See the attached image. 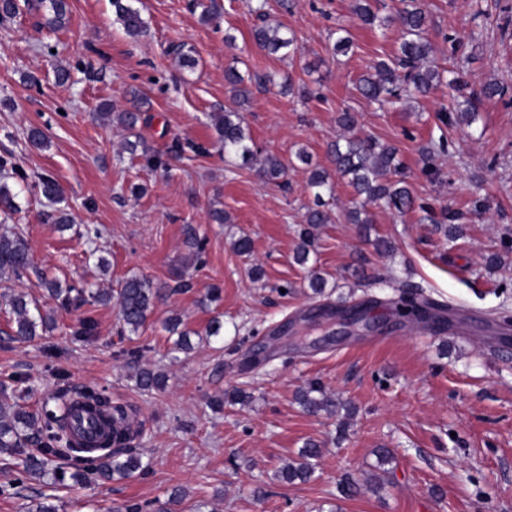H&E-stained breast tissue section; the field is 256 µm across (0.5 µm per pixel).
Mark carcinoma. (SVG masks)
<instances>
[{"instance_id": "1", "label": "carcinoma", "mask_w": 512, "mask_h": 512, "mask_svg": "<svg viewBox=\"0 0 512 512\" xmlns=\"http://www.w3.org/2000/svg\"><path fill=\"white\" fill-rule=\"evenodd\" d=\"M110 2L114 23L129 37L136 39L147 31L148 22L132 0ZM193 8L200 10L199 20L203 24L220 21L221 9L217 0H193ZM23 10L36 14L40 24L51 31L67 27L70 21L67 0H0L1 21L12 19ZM352 11L365 25L383 26L387 22L373 10L372 0H353ZM258 18L260 23L253 30V40L260 49L269 54H276L282 49L298 54L295 37L281 22L272 19L262 5L258 8ZM394 20L401 29V42L396 53L373 65L357 85L359 94L371 102L395 104L426 97L446 83L443 72L431 64L433 46L426 36L429 12L424 0H398ZM172 56L184 69H193L197 65L193 48L184 43L172 50ZM224 81L237 97L243 100L248 97L245 76L238 68L230 66L225 69ZM446 84L463 91V77L460 75ZM149 110L148 98L135 96L129 107L117 109L106 104L98 116L103 122L130 133L138 124L147 121L145 112ZM213 118L217 141L224 152L237 156L243 166L258 165L261 175L269 181L276 183L286 177L287 167L279 157L273 154L258 156V150L245 134L239 112L229 107L215 113ZM357 123L356 113L346 110L340 114L343 134L331 145L330 161L336 174L347 179L356 196L361 198V201L353 202L346 218L348 223L359 225L365 234L368 225L373 223L368 205L381 204L404 214L415 209L416 199L406 184L396 148L375 138L358 136ZM9 170L18 173L17 163L11 158L0 157V213L6 219L18 211L19 196V183H9ZM307 186L313 193L314 206L308 208L306 227L300 232L302 243L295 260L301 265L309 261L314 230L330 221L324 196L332 197L335 192L332 175L323 168L310 171ZM35 187L48 201L44 211L46 223L69 229L70 219L67 210L60 207L64 198L57 182L48 175H41ZM31 264V251L25 236L14 227L1 224L0 280L8 281L20 276ZM46 285L48 292L63 305L83 300L81 292L73 297L71 288H62L53 281L46 282ZM159 295V288L150 280L134 275L124 281L117 295H112L110 290L98 289L93 297L100 302L116 301L123 329L135 334L145 327ZM5 300L16 336L32 339L54 327V316L47 313L37 300L24 294H10ZM179 326V320L169 319L168 329L178 334L174 350L186 352L191 349L192 331L181 330ZM136 382L144 390L160 389L164 377L149 369H140L136 373ZM7 389L5 384L0 386V455L7 454L20 460L24 474L60 484L68 473L74 482L83 483L130 478L148 467L143 462V454L129 447L132 423L128 415L122 407L112 404L107 395L84 391L80 394L82 401L65 402L64 425L55 432L52 423L56 417L42 421L40 416L19 404L17 395H8ZM299 401L311 413L327 411L332 406V401L318 382H311L302 389ZM100 445L111 448V451L101 456L91 453ZM319 454L317 444L306 443L299 450L298 459L282 467L281 478L286 482L309 479Z\"/></svg>"}]
</instances>
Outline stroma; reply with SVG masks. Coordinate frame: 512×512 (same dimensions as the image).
I'll return each instance as SVG.
<instances>
[{"mask_svg": "<svg viewBox=\"0 0 512 512\" xmlns=\"http://www.w3.org/2000/svg\"><path fill=\"white\" fill-rule=\"evenodd\" d=\"M433 61L461 73L477 108L472 125L442 126L451 107L448 86L420 101L378 105L356 83L369 67L395 53L397 24L363 25L352 0H268L272 18L294 34L297 56L270 55L252 41L257 0H221L219 26L204 25L190 0H135L147 35L128 37L112 20L110 0H69L70 24L52 33L35 17L0 25V156L14 155L26 176L46 172L61 186L73 229L43 223L39 195L24 192L13 217L28 240L34 269L0 283V294L27 293L56 320L52 332L12 339L11 314L0 303V381L15 380L28 410H52L61 387L108 395L132 415V447L148 469L128 479L49 486L23 478L0 455V512H27L33 499L54 498L59 512H112L140 503L148 512H512V0H426ZM344 28L348 53L333 51ZM234 45H226L225 34ZM192 47L198 65L179 68L167 48ZM288 78L290 91L253 89L242 111L260 152L288 167V185L262 181L221 150L210 115L231 104L227 66ZM68 83H58L57 67ZM39 85H29L25 74ZM503 95L488 99L485 83ZM151 102L136 130L146 154L130 155L126 134L100 123L102 101L126 105L130 91ZM358 116L359 134L398 148L417 210L400 214L370 206L369 239L347 223L355 193L336 179L330 221L315 251L299 265L298 229L313 197L311 166L328 167L340 112ZM39 129L49 146L37 150L27 134ZM180 153H171L172 141ZM443 142L427 159L425 149ZM306 150L311 165L295 154ZM436 171L427 174V163ZM460 212V233L437 231L441 208ZM223 211L226 221L210 219ZM252 241L250 255L233 243ZM395 246L377 254L372 239ZM205 252L193 262L190 242ZM109 263L95 266V254ZM502 258L488 268L485 258ZM323 276L313 295L310 271ZM173 287L146 327L122 331L115 304L61 306L41 287L47 277L93 292L118 289L131 275ZM221 299L205 302L211 287ZM423 287L433 301L461 315L453 327L410 329L393 299ZM374 300L380 326L325 340L308 311L330 303ZM179 315L192 330L193 349L173 351L162 322ZM224 339L205 335L214 318ZM90 335H80L85 319ZM139 350L138 362L127 353ZM163 372L166 386L137 387V369ZM320 382L336 412L311 415L296 394ZM240 388L248 398L213 410L210 400ZM321 446L313 477L283 482L280 469L307 441ZM389 448L380 463L376 449Z\"/></svg>", "mask_w": 512, "mask_h": 512, "instance_id": "stroma-1", "label": "stroma"}]
</instances>
